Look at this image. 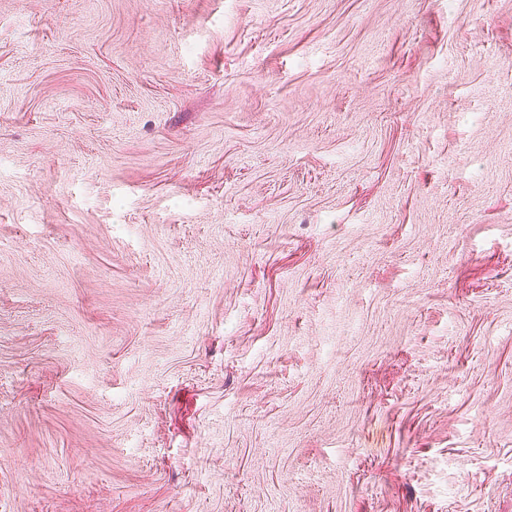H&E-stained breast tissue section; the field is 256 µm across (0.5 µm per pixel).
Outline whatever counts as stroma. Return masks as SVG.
I'll return each instance as SVG.
<instances>
[{
  "mask_svg": "<svg viewBox=\"0 0 512 512\" xmlns=\"http://www.w3.org/2000/svg\"><path fill=\"white\" fill-rule=\"evenodd\" d=\"M0 512H512V0H0Z\"/></svg>",
  "mask_w": 512,
  "mask_h": 512,
  "instance_id": "obj_1",
  "label": "stroma"
}]
</instances>
